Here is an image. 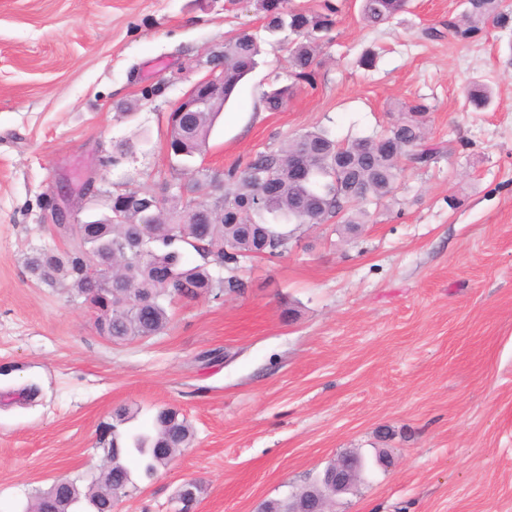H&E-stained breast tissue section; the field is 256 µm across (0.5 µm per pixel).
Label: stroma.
I'll return each mask as SVG.
<instances>
[{
  "mask_svg": "<svg viewBox=\"0 0 512 512\" xmlns=\"http://www.w3.org/2000/svg\"><path fill=\"white\" fill-rule=\"evenodd\" d=\"M340 3L315 87L266 111L288 59L263 44L197 166L321 127L342 142L378 133L419 99L441 154L403 171L357 235L302 227L283 256L239 269L244 293L176 301L163 332L115 342L72 288L25 268L69 245L42 223L44 196L68 184L57 203L82 222L87 177L108 190L134 170L155 187L171 171L165 116L205 75L198 59L262 35V20L254 0H0V512L60 478L87 484L121 406L137 431L175 408L193 438L118 512H172L189 480L191 512H256L348 451L365 468L330 512H512V30L465 46L422 35L464 0H409L377 28L361 0ZM476 83L494 94L482 112L466 103ZM120 138L137 142L122 169Z\"/></svg>",
  "mask_w": 512,
  "mask_h": 512,
  "instance_id": "35a3bbf8",
  "label": "stroma"
}]
</instances>
